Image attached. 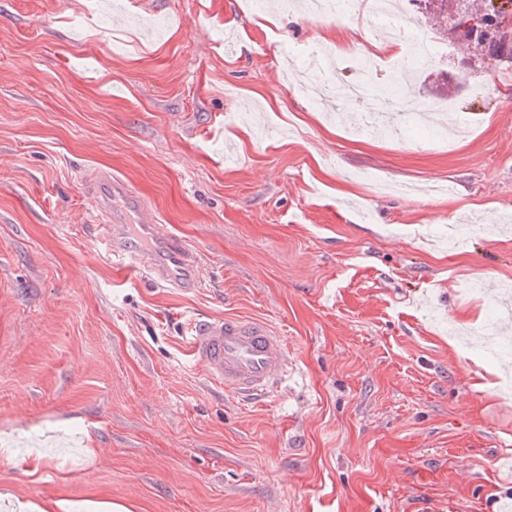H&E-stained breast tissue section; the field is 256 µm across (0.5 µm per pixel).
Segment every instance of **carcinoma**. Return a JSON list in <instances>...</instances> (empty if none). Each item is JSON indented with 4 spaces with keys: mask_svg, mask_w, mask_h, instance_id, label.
Here are the masks:
<instances>
[{
    "mask_svg": "<svg viewBox=\"0 0 512 512\" xmlns=\"http://www.w3.org/2000/svg\"><path fill=\"white\" fill-rule=\"evenodd\" d=\"M417 13L434 23L435 31H453L458 43L512 68V31L503 27L504 13L489 0H411Z\"/></svg>",
    "mask_w": 512,
    "mask_h": 512,
    "instance_id": "obj_1",
    "label": "carcinoma"
}]
</instances>
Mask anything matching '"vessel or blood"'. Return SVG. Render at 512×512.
I'll use <instances>...</instances> for the list:
<instances>
[{"label":"vessel or blood","mask_w":512,"mask_h":512,"mask_svg":"<svg viewBox=\"0 0 512 512\" xmlns=\"http://www.w3.org/2000/svg\"><path fill=\"white\" fill-rule=\"evenodd\" d=\"M89 193L104 218L101 226L118 275H136L158 288L184 292L199 287L198 255L184 237L160 233L151 201L111 170H98ZM192 349L209 379L225 394L257 395L287 371L283 338L267 322L242 316H220L194 324Z\"/></svg>","instance_id":"b4317fda"}]
</instances>
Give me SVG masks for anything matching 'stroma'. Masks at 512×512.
<instances>
[{
    "label": "stroma",
    "mask_w": 512,
    "mask_h": 512,
    "mask_svg": "<svg viewBox=\"0 0 512 512\" xmlns=\"http://www.w3.org/2000/svg\"><path fill=\"white\" fill-rule=\"evenodd\" d=\"M0 0V512H504L512 505V74L423 29L403 83L457 113L357 136L359 47L293 0ZM144 193L186 294L115 277L83 184ZM353 188L337 196L340 187ZM483 229L464 246L448 228ZM286 337L264 395H225L193 321ZM486 374L488 389L475 387Z\"/></svg>",
    "instance_id": "stroma-1"
}]
</instances>
